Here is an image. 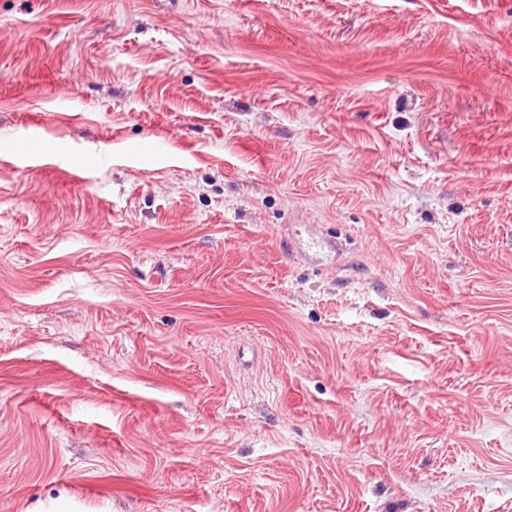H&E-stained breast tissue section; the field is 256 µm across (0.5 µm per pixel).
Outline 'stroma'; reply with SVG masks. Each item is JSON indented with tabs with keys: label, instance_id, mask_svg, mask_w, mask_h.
<instances>
[{
	"label": "stroma",
	"instance_id": "stroma-1",
	"mask_svg": "<svg viewBox=\"0 0 512 512\" xmlns=\"http://www.w3.org/2000/svg\"><path fill=\"white\" fill-rule=\"evenodd\" d=\"M0 512H512V0H0Z\"/></svg>",
	"mask_w": 512,
	"mask_h": 512
}]
</instances>
